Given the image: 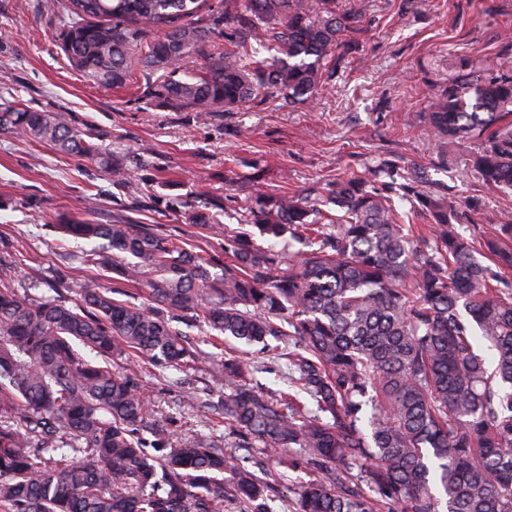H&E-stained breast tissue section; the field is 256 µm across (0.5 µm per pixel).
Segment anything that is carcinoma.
Instances as JSON below:
<instances>
[{
	"label": "carcinoma",
	"mask_w": 512,
	"mask_h": 512,
	"mask_svg": "<svg viewBox=\"0 0 512 512\" xmlns=\"http://www.w3.org/2000/svg\"><path fill=\"white\" fill-rule=\"evenodd\" d=\"M41 0L71 68L206 121L274 94L307 102L356 43L367 0ZM204 58L199 69L189 60ZM448 79L431 134L477 140L469 167L512 188V61ZM0 133L97 160L66 112L0 109ZM112 182L134 188L123 160ZM378 189L340 178L313 194L257 188L224 235V265L153 224H60L98 242L82 261L112 274L73 303L31 297L0 261V509L3 512H512V212L461 229L455 198L390 165ZM409 204V210L400 204ZM417 213L426 224H408ZM288 242V252L263 245ZM145 302L122 300L123 289ZM224 346V396L195 390L157 416L143 370L206 359L177 324ZM259 347L268 361L230 343ZM83 346L99 361L85 359ZM125 360L115 370L112 361ZM275 373L283 387L259 382ZM224 416L228 441L173 440L182 418ZM306 479L285 484L266 462Z\"/></svg>",
	"instance_id": "cac0c4a2"
}]
</instances>
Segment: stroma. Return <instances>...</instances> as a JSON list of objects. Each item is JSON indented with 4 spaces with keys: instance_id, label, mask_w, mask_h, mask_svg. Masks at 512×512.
Returning <instances> with one entry per match:
<instances>
[{
    "instance_id": "35a3bbf8",
    "label": "stroma",
    "mask_w": 512,
    "mask_h": 512,
    "mask_svg": "<svg viewBox=\"0 0 512 512\" xmlns=\"http://www.w3.org/2000/svg\"><path fill=\"white\" fill-rule=\"evenodd\" d=\"M57 21L40 0H0V104L61 109L91 128L112 157L134 155V182L164 199H132L113 186L100 162L60 155L37 141L0 134V260L13 263L18 286L46 294L43 280L69 266L63 293L75 299L95 269L74 263L90 242L57 225L90 220L155 224L191 237L203 257L223 258L224 239L194 237L190 206L221 203L235 210L254 180L272 193L304 194L342 176L391 163L421 169L426 189L481 202L474 220L492 231L512 211V190L490 189L467 170L477 144H441L428 132V105L449 77L482 60L487 74L512 58V0H369L363 31L345 50L333 90L314 107L266 105L217 113L198 124L143 97L140 76L105 88L70 68L56 40Z\"/></svg>"
}]
</instances>
